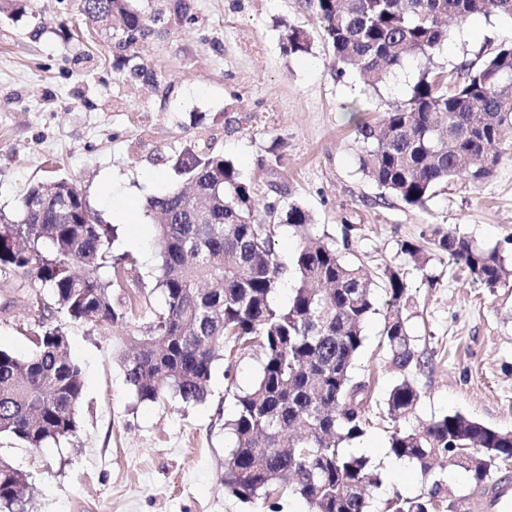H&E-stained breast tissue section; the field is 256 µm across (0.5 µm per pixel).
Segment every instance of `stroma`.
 <instances>
[{
	"label": "stroma",
	"instance_id": "stroma-1",
	"mask_svg": "<svg viewBox=\"0 0 512 512\" xmlns=\"http://www.w3.org/2000/svg\"><path fill=\"white\" fill-rule=\"evenodd\" d=\"M179 0H133L150 20L152 36L135 52L157 76L133 83L113 68L112 45L78 10L76 0H20L15 13L0 0V212L15 213L32 185L77 182L105 222L133 208L141 223L119 225L113 255L132 268L112 286L123 300L124 328L54 316L67 334L71 358L83 370L84 398L76 433L39 451L0 439V458L29 484L26 512H268L224 487V460L233 445L229 423L235 395L256 380V352L225 346L203 401L165 405L138 401L121 359L126 334L145 332L165 306L156 281L161 258L148 197L180 187L165 156L205 142L234 162L254 189L257 214L283 188L282 204H299L313 232L346 259L375 274L399 268L409 288V325L420 359L410 376L415 409L394 421L386 399L402 371L380 345L382 314L365 326L354 372L371 382L365 434L344 451L367 448L380 480L370 512H386L394 494L412 497L439 480L457 495L475 490L463 469L439 461L431 477L419 469L388 472L391 436L440 416L461 413L487 426L512 429V275L489 291L430 239L435 230L499 247L512 272V146H503L493 174L439 187L425 208L398 200L375 204L376 186L360 171L353 109L382 119L405 99L417 78L409 68L380 92L355 73L338 76L331 44L308 0H186L192 22L178 18ZM303 28L310 54L285 52L286 25ZM479 38L456 27L435 58L446 83L464 61L512 42L503 18H478ZM281 145L284 165L261 164ZM421 246L416 263L403 244ZM47 293L18 271L0 277V348L32 353L33 304Z\"/></svg>",
	"mask_w": 512,
	"mask_h": 512
}]
</instances>
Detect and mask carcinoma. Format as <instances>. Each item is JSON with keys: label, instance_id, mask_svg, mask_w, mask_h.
Instances as JSON below:
<instances>
[{"label": "carcinoma", "instance_id": "carcinoma-1", "mask_svg": "<svg viewBox=\"0 0 512 512\" xmlns=\"http://www.w3.org/2000/svg\"><path fill=\"white\" fill-rule=\"evenodd\" d=\"M78 10L100 23L127 78L150 82L154 74L128 54L145 39L149 20L131 0H77ZM332 44L340 74L352 68L380 91L410 61L423 69L403 101L390 104L381 122H356L361 171L380 190L376 201L396 198L422 208L436 189L454 178L481 182L493 173L504 132L512 130V44L481 63L459 66L460 80L446 87L434 58L450 38L446 20L512 17V0H310ZM284 48L308 54L307 33L288 27ZM190 184L191 193L169 191L146 200L156 220L162 264L157 287L165 307L149 330L130 337L123 357L127 382L142 402L167 397L199 402L208 392L214 363L224 345L261 350L253 385L235 394L230 423L236 441L224 462V486L243 500L277 499L287 492L306 500L311 512H368L369 487L377 479L368 460L339 445L365 434L368 384L353 376L364 345V328L378 313L376 282L362 265L345 259L311 233L312 216L297 204L278 217L294 228L301 245L288 270L272 246L277 225L255 214L254 192L234 163L211 146L193 143L163 157ZM114 226L106 224L74 183L60 179L31 186L17 216L0 212V268L20 270L49 290L34 305L36 350L18 356L0 349V437L31 450L57 443L77 429L84 392L80 365L67 352L61 327L45 320L65 313L75 321L123 323L112 280L118 270L107 252ZM434 245L466 267L489 290L503 282L504 259L451 231L435 232ZM292 274L286 307L272 295ZM387 312L381 336L405 376L387 398L388 414L406 415L419 394L408 377L419 364L404 314L408 289L401 273L383 271ZM476 444L485 462L459 449ZM391 452L417 463L427 475L435 459L456 457L455 466L475 486L489 480V461L512 459V431L488 427L460 413L447 414L411 431H396ZM25 475L0 460V508L25 512ZM465 498L437 482L415 497L395 494L392 512H461Z\"/></svg>", "mask_w": 512, "mask_h": 512}]
</instances>
